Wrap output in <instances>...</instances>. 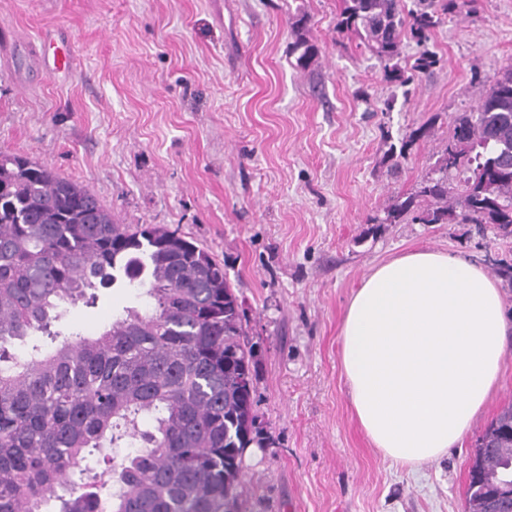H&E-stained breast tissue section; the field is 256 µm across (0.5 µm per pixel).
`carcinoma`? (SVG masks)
<instances>
[{"mask_svg": "<svg viewBox=\"0 0 512 512\" xmlns=\"http://www.w3.org/2000/svg\"><path fill=\"white\" fill-rule=\"evenodd\" d=\"M454 0H345L340 34H358L386 77L409 35L423 45ZM310 18L291 22L293 52L318 57ZM475 152L461 196L448 170ZM512 227V65L495 75L473 112L455 119L433 174L397 198L381 224ZM124 283L149 308H128L109 328L70 339L51 329L62 304L92 303V290ZM224 266L158 224H119L86 186L20 153L0 152V512H244L246 448L253 430L255 343ZM41 335L26 357L17 341ZM131 449L89 476L95 453ZM492 446L482 488H512V404L477 439Z\"/></svg>", "mask_w": 512, "mask_h": 512, "instance_id": "obj_1", "label": "carcinoma"}]
</instances>
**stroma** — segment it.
Listing matches in <instances>:
<instances>
[{"mask_svg": "<svg viewBox=\"0 0 512 512\" xmlns=\"http://www.w3.org/2000/svg\"><path fill=\"white\" fill-rule=\"evenodd\" d=\"M344 0H0V151L88 186L121 224H161L212 253L257 345L268 445L245 456L247 512H467L474 447L512 403V337L489 405L460 447L391 465L355 421L339 333L375 266L425 247L479 262L512 317V235L493 224L383 223L415 192L512 63V0H456L428 43L440 66L387 80ZM319 48L301 67L290 22ZM66 31L71 72L47 75L42 36ZM410 141L406 156L396 149ZM135 288H102L54 327L93 335Z\"/></svg>", "mask_w": 512, "mask_h": 512, "instance_id": "1", "label": "stroma"}]
</instances>
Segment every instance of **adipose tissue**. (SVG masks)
<instances>
[{
  "instance_id": "1",
  "label": "adipose tissue",
  "mask_w": 512,
  "mask_h": 512,
  "mask_svg": "<svg viewBox=\"0 0 512 512\" xmlns=\"http://www.w3.org/2000/svg\"><path fill=\"white\" fill-rule=\"evenodd\" d=\"M510 335L499 286L469 257L417 249L375 267L340 331L348 398L374 448L415 468L460 445Z\"/></svg>"
}]
</instances>
